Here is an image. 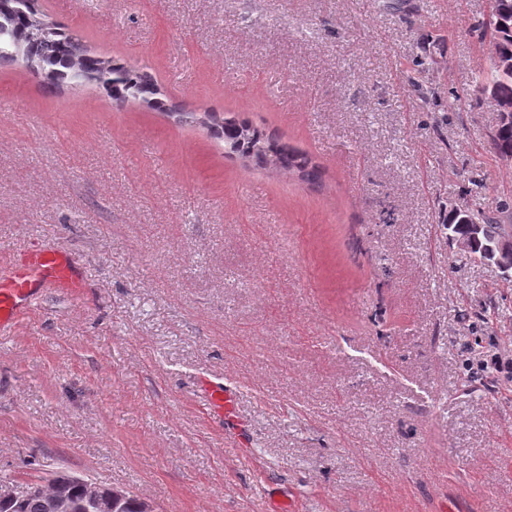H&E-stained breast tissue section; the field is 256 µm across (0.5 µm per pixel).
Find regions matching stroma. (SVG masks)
<instances>
[{
    "label": "stroma",
    "instance_id": "stroma-1",
    "mask_svg": "<svg viewBox=\"0 0 512 512\" xmlns=\"http://www.w3.org/2000/svg\"><path fill=\"white\" fill-rule=\"evenodd\" d=\"M39 5L166 107L0 65V271L46 247L83 272L0 329V476L153 512H512V276L444 230L512 204L472 92L490 0ZM204 111L320 186L226 156ZM197 119L224 142V153L227 156L252 161L264 169L288 171L309 186L319 183V167L308 156L273 139L251 122L230 118H222L218 122L213 112H204ZM204 392L210 412L217 414V416H235L234 403L237 397L235 391L227 387L216 385L205 389Z\"/></svg>",
    "mask_w": 512,
    "mask_h": 512
}]
</instances>
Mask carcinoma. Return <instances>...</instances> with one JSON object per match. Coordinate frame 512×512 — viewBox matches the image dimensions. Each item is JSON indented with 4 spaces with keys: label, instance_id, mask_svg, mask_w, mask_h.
I'll use <instances>...</instances> for the list:
<instances>
[{
    "label": "carcinoma",
    "instance_id": "1",
    "mask_svg": "<svg viewBox=\"0 0 512 512\" xmlns=\"http://www.w3.org/2000/svg\"><path fill=\"white\" fill-rule=\"evenodd\" d=\"M485 27L492 43V55L479 71L477 89L495 93L512 102V72L501 70L495 55H512V0H491V12ZM22 61L44 75L46 85L58 88L66 83H94L112 99L124 101L140 98L146 103L166 109L153 98L156 88L150 76L138 67L92 55L79 39L65 32L57 23L46 20L37 8V0H0V63ZM216 138L224 142V153L255 163L270 170L287 171L310 186L320 180V170L308 156L270 137L247 120L224 118L217 121L216 113L205 112L199 117ZM492 149L502 158H512V121H498L492 137ZM509 209L499 203L493 210L478 213L454 210L448 213L444 229L454 236H465L468 225L477 222L482 227L480 239L472 244L470 254L479 259L484 246L491 241L512 237V224L500 223L499 213ZM48 488L38 482H28L27 495L10 505H0V512H52V493H60L76 512H100L101 504L86 497L67 470L51 471Z\"/></svg>",
    "mask_w": 512,
    "mask_h": 512
}]
</instances>
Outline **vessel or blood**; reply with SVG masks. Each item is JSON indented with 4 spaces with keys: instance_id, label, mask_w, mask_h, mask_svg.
<instances>
[{
    "instance_id": "b4317fda",
    "label": "vessel or blood",
    "mask_w": 512,
    "mask_h": 512,
    "mask_svg": "<svg viewBox=\"0 0 512 512\" xmlns=\"http://www.w3.org/2000/svg\"><path fill=\"white\" fill-rule=\"evenodd\" d=\"M77 262L68 253L35 248L16 259L10 270L0 275V325L8 326L34 302L39 289L54 285H74ZM209 410L220 416L235 414L237 394L219 385L206 389Z\"/></svg>"
}]
</instances>
